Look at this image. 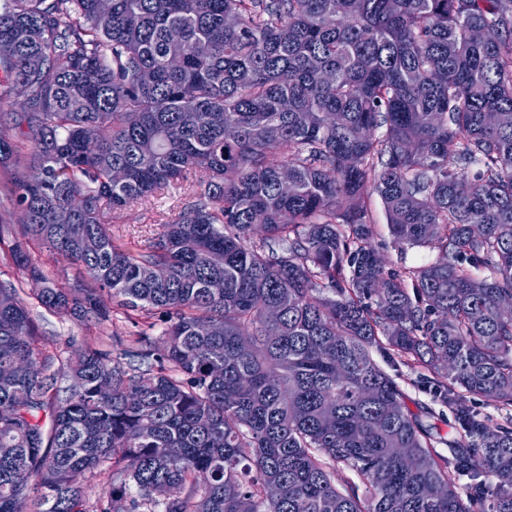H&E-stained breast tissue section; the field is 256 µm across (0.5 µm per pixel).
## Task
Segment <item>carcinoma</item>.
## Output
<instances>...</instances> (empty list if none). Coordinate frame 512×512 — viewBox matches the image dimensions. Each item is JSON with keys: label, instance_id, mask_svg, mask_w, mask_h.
Masks as SVG:
<instances>
[{"label": "carcinoma", "instance_id": "carcinoma-1", "mask_svg": "<svg viewBox=\"0 0 512 512\" xmlns=\"http://www.w3.org/2000/svg\"><path fill=\"white\" fill-rule=\"evenodd\" d=\"M18 85L43 181L0 186L21 223L0 212L20 274L0 281V370L28 364L0 379V512H512V417L472 409L512 407V0H0L1 104ZM7 162L26 159L0 130ZM192 170L144 247L101 224ZM371 190L393 244L438 261L380 262ZM35 242L84 285L44 272ZM26 279L85 323L159 314L161 346L142 332L63 360ZM375 350L452 409L450 456ZM105 466L92 502L73 476Z\"/></svg>", "mask_w": 512, "mask_h": 512}]
</instances>
